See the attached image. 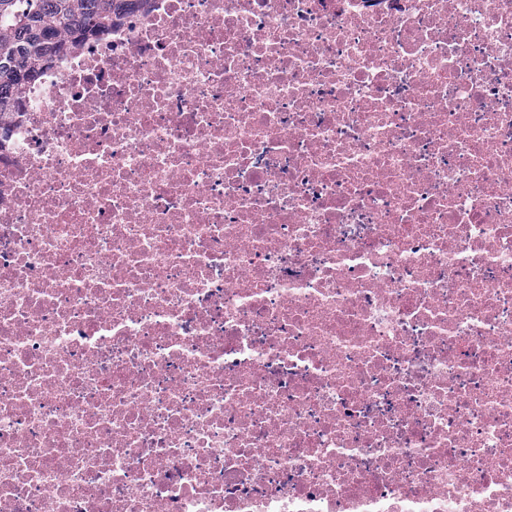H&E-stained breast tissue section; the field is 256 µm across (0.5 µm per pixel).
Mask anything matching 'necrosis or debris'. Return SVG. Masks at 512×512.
I'll list each match as a JSON object with an SVG mask.
<instances>
[{"label":"necrosis or debris","mask_w":512,"mask_h":512,"mask_svg":"<svg viewBox=\"0 0 512 512\" xmlns=\"http://www.w3.org/2000/svg\"><path fill=\"white\" fill-rule=\"evenodd\" d=\"M0 118V512H512V0H146Z\"/></svg>","instance_id":"4bbe7bcc"}]
</instances>
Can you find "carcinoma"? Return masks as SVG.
Returning a JSON list of instances; mask_svg holds the SVG:
<instances>
[{"mask_svg":"<svg viewBox=\"0 0 512 512\" xmlns=\"http://www.w3.org/2000/svg\"><path fill=\"white\" fill-rule=\"evenodd\" d=\"M135 7L115 0H0V114L18 110L22 89L42 70L109 30L112 14Z\"/></svg>","mask_w":512,"mask_h":512,"instance_id":"carcinoma-1","label":"carcinoma"}]
</instances>
